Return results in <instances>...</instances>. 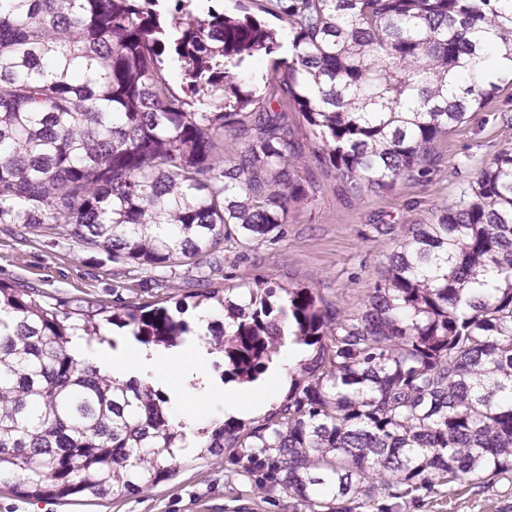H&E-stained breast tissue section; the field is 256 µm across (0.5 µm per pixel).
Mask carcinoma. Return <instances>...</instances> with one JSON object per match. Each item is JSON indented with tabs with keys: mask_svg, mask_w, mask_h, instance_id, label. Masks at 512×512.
I'll use <instances>...</instances> for the list:
<instances>
[{
	"mask_svg": "<svg viewBox=\"0 0 512 512\" xmlns=\"http://www.w3.org/2000/svg\"><path fill=\"white\" fill-rule=\"evenodd\" d=\"M0 0V224H57L130 266L172 268L220 241L259 244L314 185L286 122L350 189L388 190L431 161L443 133L512 86V0H273L293 52L246 12L192 0ZM273 58L267 95L246 66ZM178 66L183 95L164 70ZM280 106L277 111L274 106ZM248 134L217 154L225 131ZM222 287L175 309L46 300L0 282V484L34 499H105L176 477L187 432L165 394L78 360L72 337L145 346L199 335L241 384L285 333L314 348L286 403L250 428L196 432L209 453L268 466L309 512L395 506L436 482L512 479V150L388 258L366 310L342 319L308 286Z\"/></svg>",
	"mask_w": 512,
	"mask_h": 512,
	"instance_id": "cac0c4a2",
	"label": "carcinoma"
}]
</instances>
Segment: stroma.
Instances as JSON below:
<instances>
[{
    "label": "stroma",
    "instance_id": "stroma-1",
    "mask_svg": "<svg viewBox=\"0 0 512 512\" xmlns=\"http://www.w3.org/2000/svg\"><path fill=\"white\" fill-rule=\"evenodd\" d=\"M512 87L439 137L432 163L389 191L351 193L335 170L303 156L317 192L291 216L281 238L254 248L221 243L193 264L133 268L113 262L104 250L70 238L61 227L42 225L20 239L13 224H0V281H26L55 298H96L133 303L190 294L191 278L210 275L214 284L246 292L261 279L283 286L305 284L348 318L358 317L388 257L412 225L431 224L457 202L480 170L512 148ZM0 512H306L266 480L262 470L244 472L228 455L210 454L172 481L98 504L40 501L0 485ZM402 512H512V482L439 483L408 499Z\"/></svg>",
    "mask_w": 512,
    "mask_h": 512
}]
</instances>
